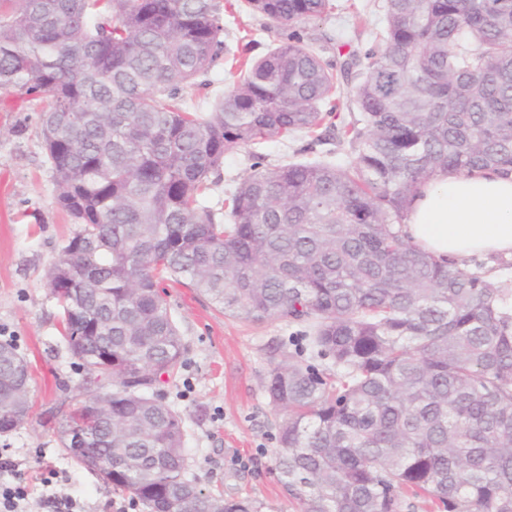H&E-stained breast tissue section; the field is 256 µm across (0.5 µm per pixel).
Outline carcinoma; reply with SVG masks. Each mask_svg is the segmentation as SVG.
Wrapping results in <instances>:
<instances>
[{
    "label": "carcinoma",
    "mask_w": 512,
    "mask_h": 512,
    "mask_svg": "<svg viewBox=\"0 0 512 512\" xmlns=\"http://www.w3.org/2000/svg\"><path fill=\"white\" fill-rule=\"evenodd\" d=\"M282 30L208 112L184 90L228 53L219 0H0V92L46 99L55 202L77 224L45 277L87 398L61 448L148 512H262L190 474L179 412L148 393L184 344L159 292L189 280L224 314L284 319L331 359L273 365L278 467L301 512H512V312L479 274L402 227L441 170L512 169V0H383L382 26L339 64L300 24L330 0H244ZM354 159L255 161L224 218L202 203L224 155L320 129L341 82ZM0 414L28 417L31 374L0 342ZM96 389H91V386ZM86 433L74 448L70 431Z\"/></svg>",
    "instance_id": "cac0c4a2"
}]
</instances>
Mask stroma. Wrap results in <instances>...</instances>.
I'll list each match as a JSON object with an SVG mask.
<instances>
[{"label":"stroma","instance_id":"35a3bbf8","mask_svg":"<svg viewBox=\"0 0 512 512\" xmlns=\"http://www.w3.org/2000/svg\"><path fill=\"white\" fill-rule=\"evenodd\" d=\"M240 2L220 0L224 42L235 53L262 56L281 31L262 14L242 11ZM369 2L332 0L328 16L304 23L325 59L338 58L342 41L367 46L381 25ZM228 86V75L218 64L196 77L184 96L205 110ZM47 107L17 92L0 94V342H13L32 370L29 418L12 432L0 433V454L26 478L25 512H45L43 499L49 494L76 500L81 512H118L131 493L105 484L66 455L57 436L59 420L81 398L82 374L59 335L62 311L45 278L76 229L55 203L52 172L38 136ZM328 149L337 160L353 158L348 144L315 145L303 133L240 147L225 154L206 203L223 208L225 195L249 172L253 154L275 166L292 158L312 159ZM160 288L179 323L185 350L178 372L156 391L183 418L191 473L224 497L262 502L263 512H300L298 500L280 481L276 454L282 415L270 401L266 381L274 363L303 351V326L230 317L185 280H166Z\"/></svg>","mask_w":512,"mask_h":512}]
</instances>
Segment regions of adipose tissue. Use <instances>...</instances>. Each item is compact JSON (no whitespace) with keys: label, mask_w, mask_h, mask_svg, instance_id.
Masks as SVG:
<instances>
[{"label":"adipose tissue","mask_w":512,"mask_h":512,"mask_svg":"<svg viewBox=\"0 0 512 512\" xmlns=\"http://www.w3.org/2000/svg\"><path fill=\"white\" fill-rule=\"evenodd\" d=\"M403 232L454 267L475 256L512 257V172L438 173L414 193Z\"/></svg>","instance_id":"obj_1"}]
</instances>
